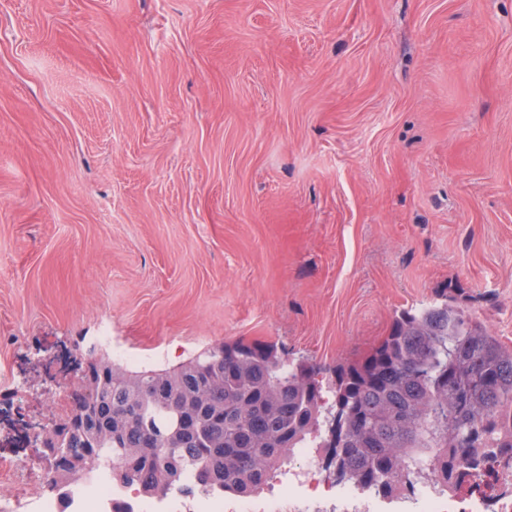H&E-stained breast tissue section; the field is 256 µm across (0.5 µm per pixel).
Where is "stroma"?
Returning a JSON list of instances; mask_svg holds the SVG:
<instances>
[{
    "label": "stroma",
    "instance_id": "stroma-1",
    "mask_svg": "<svg viewBox=\"0 0 512 512\" xmlns=\"http://www.w3.org/2000/svg\"><path fill=\"white\" fill-rule=\"evenodd\" d=\"M512 345V0H0V497L80 354Z\"/></svg>",
    "mask_w": 512,
    "mask_h": 512
}]
</instances>
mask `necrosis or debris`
<instances>
[{
	"mask_svg": "<svg viewBox=\"0 0 512 512\" xmlns=\"http://www.w3.org/2000/svg\"><path fill=\"white\" fill-rule=\"evenodd\" d=\"M295 464L277 477L271 512H315L320 499L336 494V458L330 448H299ZM23 492L0 502V512H255L248 499L226 505L222 494L187 496L170 489L155 498L137 496L120 487L111 472L93 471L78 476L67 495L50 492L54 474L43 460L21 462L16 467ZM458 512H512V498L497 490H476L470 477H463L455 490Z\"/></svg>",
	"mask_w": 512,
	"mask_h": 512,
	"instance_id": "1",
	"label": "necrosis or debris"
}]
</instances>
